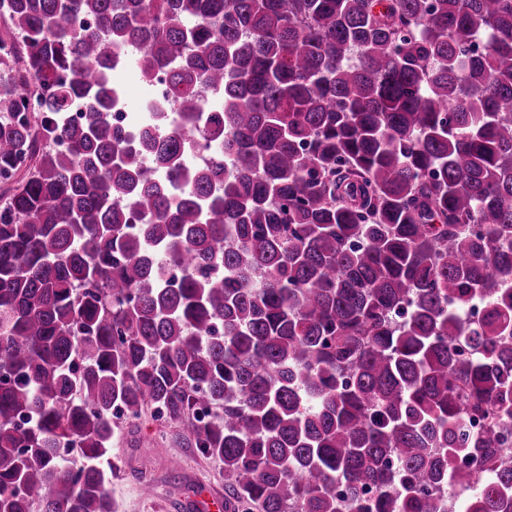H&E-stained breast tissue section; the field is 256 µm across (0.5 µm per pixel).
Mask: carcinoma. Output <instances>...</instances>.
I'll use <instances>...</instances> for the list:
<instances>
[{
    "instance_id": "cac0c4a2",
    "label": "carcinoma",
    "mask_w": 512,
    "mask_h": 512,
    "mask_svg": "<svg viewBox=\"0 0 512 512\" xmlns=\"http://www.w3.org/2000/svg\"><path fill=\"white\" fill-rule=\"evenodd\" d=\"M0 17V512H116L146 414L229 512H512V0ZM118 79L123 85L127 108L131 112L126 109L122 100L121 106L113 108L112 110V124L122 128H129L133 125V112L140 110V106L146 97V90L133 62H130V65H126V67L120 71Z\"/></svg>"
}]
</instances>
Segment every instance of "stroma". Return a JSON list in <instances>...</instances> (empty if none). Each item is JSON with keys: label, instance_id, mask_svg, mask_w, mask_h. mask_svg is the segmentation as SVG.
<instances>
[{"label": "stroma", "instance_id": "stroma-1", "mask_svg": "<svg viewBox=\"0 0 512 512\" xmlns=\"http://www.w3.org/2000/svg\"><path fill=\"white\" fill-rule=\"evenodd\" d=\"M158 424L138 421L132 441L114 444L112 459L119 466L108 490L117 512H188L201 489L224 490V465L203 457L175 439L154 446Z\"/></svg>", "mask_w": 512, "mask_h": 512}]
</instances>
